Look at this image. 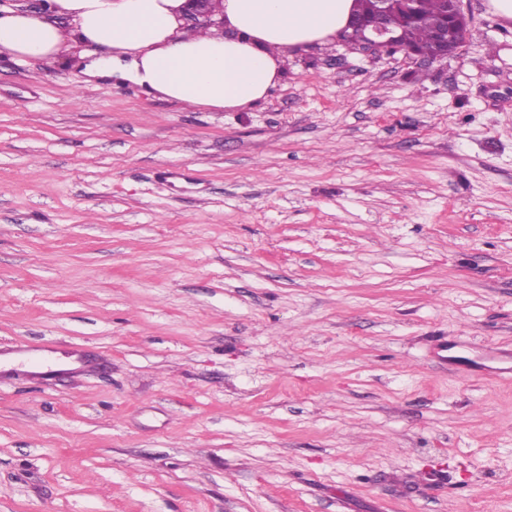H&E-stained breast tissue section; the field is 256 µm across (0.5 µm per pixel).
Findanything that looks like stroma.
<instances>
[{"label":"stroma","mask_w":512,"mask_h":512,"mask_svg":"<svg viewBox=\"0 0 512 512\" xmlns=\"http://www.w3.org/2000/svg\"><path fill=\"white\" fill-rule=\"evenodd\" d=\"M463 8L246 111L0 53V512H512V20Z\"/></svg>","instance_id":"1"}]
</instances>
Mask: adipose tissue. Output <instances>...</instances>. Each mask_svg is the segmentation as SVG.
<instances>
[{
  "mask_svg": "<svg viewBox=\"0 0 512 512\" xmlns=\"http://www.w3.org/2000/svg\"><path fill=\"white\" fill-rule=\"evenodd\" d=\"M184 0H49L48 17L0 5V47L38 65L85 45L90 78L125 79L192 108L245 109L279 81L288 51L323 44L355 0H223L224 26L187 31ZM71 18L64 30L56 17Z\"/></svg>",
  "mask_w": 512,
  "mask_h": 512,
  "instance_id": "adipose-tissue-1",
  "label": "adipose tissue"
}]
</instances>
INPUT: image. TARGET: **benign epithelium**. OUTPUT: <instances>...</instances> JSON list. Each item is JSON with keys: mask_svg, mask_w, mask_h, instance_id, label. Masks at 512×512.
<instances>
[{"mask_svg": "<svg viewBox=\"0 0 512 512\" xmlns=\"http://www.w3.org/2000/svg\"><path fill=\"white\" fill-rule=\"evenodd\" d=\"M222 0H186L183 20L188 28L217 25L224 19H216L215 8ZM416 0H371L368 11L353 18L351 25H359L362 41L359 47L378 54L402 52L424 66L441 63L462 46L470 18L463 10V0H451L444 26L436 32L440 51L427 55L416 48L401 43L400 25L397 18H410L416 14Z\"/></svg>", "mask_w": 512, "mask_h": 512, "instance_id": "1", "label": "benign epithelium"}]
</instances>
